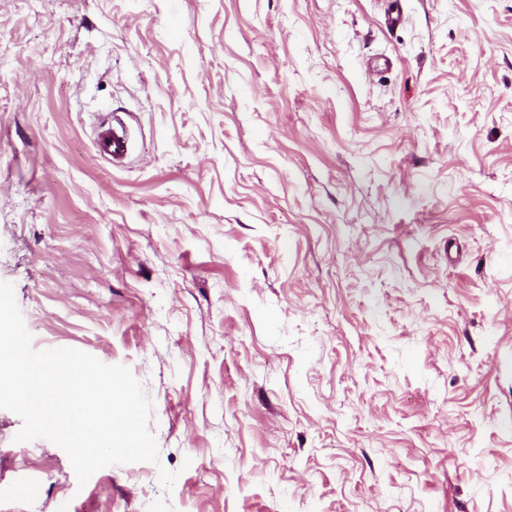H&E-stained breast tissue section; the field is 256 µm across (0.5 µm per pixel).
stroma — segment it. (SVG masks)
<instances>
[{"instance_id":"1","label":"stroma","mask_w":512,"mask_h":512,"mask_svg":"<svg viewBox=\"0 0 512 512\" xmlns=\"http://www.w3.org/2000/svg\"><path fill=\"white\" fill-rule=\"evenodd\" d=\"M0 281L159 448L0 512H512V0H0ZM96 148L100 155L115 161L127 158L130 134L127 124L115 114L107 125L99 126L95 133Z\"/></svg>"}]
</instances>
